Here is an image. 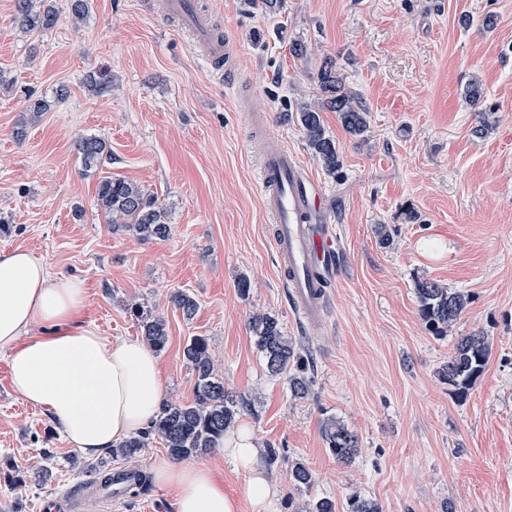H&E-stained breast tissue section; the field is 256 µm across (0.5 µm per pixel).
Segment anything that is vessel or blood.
Listing matches in <instances>:
<instances>
[{
    "mask_svg": "<svg viewBox=\"0 0 512 512\" xmlns=\"http://www.w3.org/2000/svg\"><path fill=\"white\" fill-rule=\"evenodd\" d=\"M166 11L188 19L200 46L213 48L214 21L197 10L191 0H166ZM263 204L274 226L273 244L283 268L290 275L288 288L300 319L309 323L327 302L328 285L334 279L338 238L335 225L313 223L322 214V190L280 143L269 144L260 165Z\"/></svg>",
    "mask_w": 512,
    "mask_h": 512,
    "instance_id": "b4317fda",
    "label": "vessel or blood"
}]
</instances>
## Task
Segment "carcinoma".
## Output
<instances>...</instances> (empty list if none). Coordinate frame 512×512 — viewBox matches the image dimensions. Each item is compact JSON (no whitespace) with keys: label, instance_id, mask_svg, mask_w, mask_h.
I'll return each mask as SVG.
<instances>
[{"label":"carcinoma","instance_id":"carcinoma-1","mask_svg":"<svg viewBox=\"0 0 512 512\" xmlns=\"http://www.w3.org/2000/svg\"><path fill=\"white\" fill-rule=\"evenodd\" d=\"M37 9L33 0H16L14 23L22 32H46L53 29L59 13L53 0H40ZM323 96V107L336 113L342 127L352 136L362 137L369 131L368 111L360 98L348 89L336 69V63L324 61L317 74ZM90 88L97 95L112 92V77L100 70L88 75ZM18 119L17 135L23 136L27 125L36 121L49 109V103L32 94ZM297 120L313 155L330 175L341 168L340 149L336 141L326 135L320 107L305 104L298 110ZM78 152L85 169L100 166L111 159V152L104 140L86 137L78 143ZM96 205L111 224L126 228L141 240L164 239L170 233L166 222V209L155 197L134 182L107 177L96 190ZM416 295L419 312L427 329L441 336L454 326L465 311L469 297L462 292L443 288L435 282L417 283ZM170 301L182 315L190 318L198 303L189 293L177 291ZM143 340L157 351L165 349L168 336L166 322L160 316L149 314L138 320ZM250 329L256 345L263 354L267 372L272 376L288 375L291 395L296 399L311 396L313 381L306 369L305 359L292 338L285 335L278 319L267 313L251 317ZM491 355V344L482 333L462 336L455 353L450 357L444 378L460 398L483 373ZM183 356L195 375L194 399L188 403H164L147 428L130 436L112 448L115 458L134 459L147 447L150 440L158 438L168 455L174 460L204 455L216 448L226 432L235 423L244 402L230 397L224 390V378L215 369L209 339L192 336L183 349ZM321 434L329 452L340 462H349L359 453L357 435L347 426L330 417L321 425ZM292 487L302 490L313 485L312 471L301 461H294L288 468ZM301 512H336L335 500L328 497L307 499Z\"/></svg>","mask_w":512,"mask_h":512}]
</instances>
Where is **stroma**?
<instances>
[{"mask_svg":"<svg viewBox=\"0 0 512 512\" xmlns=\"http://www.w3.org/2000/svg\"><path fill=\"white\" fill-rule=\"evenodd\" d=\"M54 3V29L22 33L15 0H0V72L14 80L0 88V249L28 251L53 275L82 281L84 317L102 335L136 336L138 313L162 316L164 401L193 400L183 348L208 337L226 390L245 403L238 425L280 453L268 470L276 512L322 496L339 512L357 497L383 512H512V0H284L274 14L263 0H196L238 46L228 77L161 0H90L78 25L68 0ZM294 40L307 56L290 53ZM327 58L370 123L362 140L322 112L341 150L334 177L297 122L300 105L321 99ZM96 70L111 75L110 95L91 91ZM474 81L496 117L480 136L482 106L466 94ZM29 92L50 108L19 138ZM244 105L263 115L261 126L244 123ZM90 136L112 159L88 171L77 144ZM264 140L287 146L317 180L338 230L341 260L319 329L299 320L282 284L258 183ZM106 177L157 197L169 238L113 230L95 199ZM423 280L470 296L448 335L420 318ZM178 290L197 300L193 319L171 303ZM261 312L302 342L310 397L293 398L286 377L268 374L249 329ZM477 331L493 354L460 400L442 370L457 340ZM329 417L358 436L352 463L329 453ZM168 459L157 439L133 460L72 449L45 410L13 391L0 350V512H36L106 468L146 482L83 512H175L174 491L150 478ZM295 459L315 476L309 489L288 481Z\"/></svg>","mask_w":512,"mask_h":512,"instance_id":"35a3bbf8","label":"stroma"}]
</instances>
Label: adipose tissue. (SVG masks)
<instances>
[{
	"mask_svg": "<svg viewBox=\"0 0 512 512\" xmlns=\"http://www.w3.org/2000/svg\"><path fill=\"white\" fill-rule=\"evenodd\" d=\"M84 308L79 282L53 276L27 251L0 250V349L10 353L12 387L51 414L69 445L95 454L149 423L164 380L152 348L136 337L102 336ZM220 451L244 474L251 512H273L278 489L257 465L251 431L232 432ZM152 477L174 490L175 512H239L208 466L161 462Z\"/></svg>",
	"mask_w": 512,
	"mask_h": 512,
	"instance_id": "adipose-tissue-1",
	"label": "adipose tissue"
}]
</instances>
